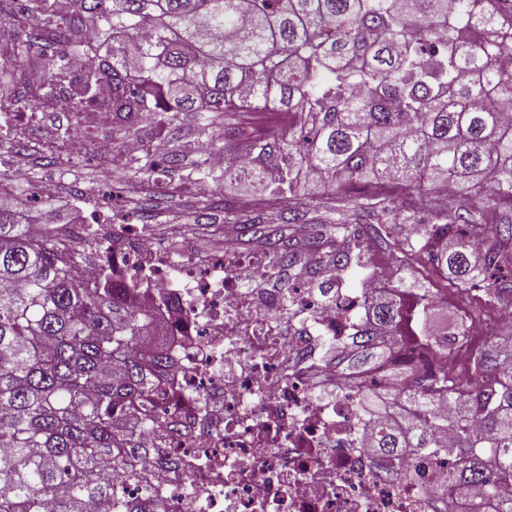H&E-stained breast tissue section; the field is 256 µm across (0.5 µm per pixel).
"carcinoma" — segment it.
<instances>
[{
	"label": "carcinoma",
	"mask_w": 512,
	"mask_h": 512,
	"mask_svg": "<svg viewBox=\"0 0 512 512\" xmlns=\"http://www.w3.org/2000/svg\"><path fill=\"white\" fill-rule=\"evenodd\" d=\"M512 0H0V114L36 111L21 77L44 73L43 98L63 91L79 110L116 112L114 135L139 137L140 114H157L166 137L184 112L198 134L223 150L224 128L240 114L270 112L288 134L238 137L228 152L250 164L263 197L292 202L289 238L264 239L267 283L294 318L295 288L308 281L357 309L344 334L364 358L387 337L419 356L396 365L392 411L410 408L372 435L380 452L419 448L454 463L448 497L478 494L512 512V335L496 333L470 358L462 378L451 351L470 344L468 322L512 311V283L495 271L512 264ZM85 58L79 74L72 56ZM135 176L158 170L144 151ZM310 182L338 195L366 184L352 213L323 224L314 242L306 216L317 207ZM459 194L448 213L440 192ZM48 226L31 232L22 216L0 209V512H86L112 498L147 458L121 422L147 410L166 368L159 323L137 313L132 288L112 271L97 282L75 278L74 261L91 248ZM387 268L409 277L392 288L364 287ZM441 280L478 308L443 337L415 326L433 305L426 283ZM457 409L439 420L442 398ZM357 404L385 410L375 391ZM455 441L445 442L448 430Z\"/></svg>",
	"instance_id": "carcinoma-1"
}]
</instances>
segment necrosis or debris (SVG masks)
Returning <instances> with one entry per match:
<instances>
[{"label":"necrosis or debris","instance_id":"4bbe7bcc","mask_svg":"<svg viewBox=\"0 0 512 512\" xmlns=\"http://www.w3.org/2000/svg\"><path fill=\"white\" fill-rule=\"evenodd\" d=\"M55 124L68 136L41 140L44 153H92L104 181L127 177L126 151L112 142V115L74 111L67 94L12 115L14 139ZM109 225L97 263H78L89 281L97 268L114 282L135 284L137 307L162 320L172 363L160 424H136L140 447L153 451L122 488L126 500L163 512H447L436 492L448 478L447 459L414 448L402 458L368 444L375 417L352 405L358 392L390 376L389 361L366 369L338 328L349 312L322 302L301 283L303 323H288L270 289L269 258L225 240L223 225L203 252L168 249L148 227L116 225L105 207L88 215Z\"/></svg>","mask_w":512,"mask_h":512}]
</instances>
